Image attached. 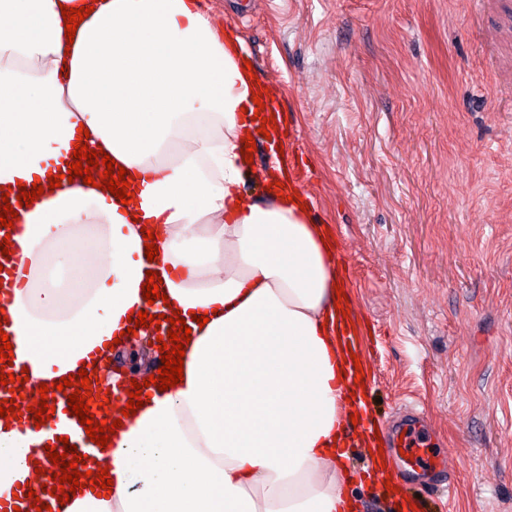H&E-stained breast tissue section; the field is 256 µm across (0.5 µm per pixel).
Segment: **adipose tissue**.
I'll list each match as a JSON object with an SVG mask.
<instances>
[{"label":"adipose tissue","instance_id":"1","mask_svg":"<svg viewBox=\"0 0 512 512\" xmlns=\"http://www.w3.org/2000/svg\"><path fill=\"white\" fill-rule=\"evenodd\" d=\"M94 10L74 38L62 7ZM199 0H0V186L41 183L17 216L16 289L0 311L27 384L121 365L148 268L188 321L183 380L151 388L112 434V491L55 512H353V404L326 225L293 184L246 198L241 154L262 86ZM137 204L51 187L80 128ZM156 233L145 256L141 229ZM208 315L205 325L196 318ZM29 441L0 421V512L32 487Z\"/></svg>","mask_w":512,"mask_h":512}]
</instances>
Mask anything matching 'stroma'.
<instances>
[{"instance_id":"obj_1","label":"stroma","mask_w":512,"mask_h":512,"mask_svg":"<svg viewBox=\"0 0 512 512\" xmlns=\"http://www.w3.org/2000/svg\"><path fill=\"white\" fill-rule=\"evenodd\" d=\"M311 170L310 217L346 255L383 442L410 423L441 461L417 512H512V0H209ZM357 512H398L366 449Z\"/></svg>"}]
</instances>
